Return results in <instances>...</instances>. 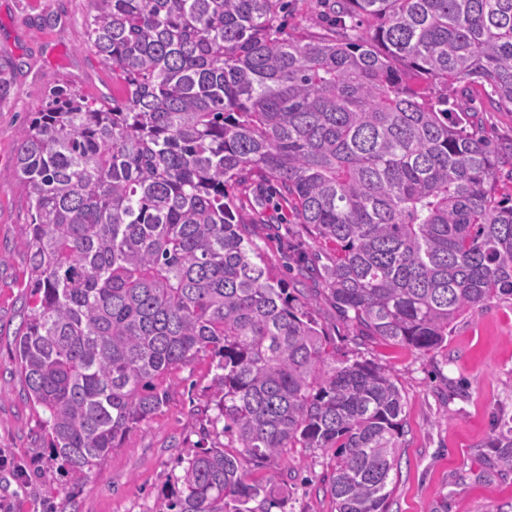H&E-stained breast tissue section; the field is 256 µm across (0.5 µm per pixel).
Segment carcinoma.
I'll return each instance as SVG.
<instances>
[{
    "label": "carcinoma",
    "instance_id": "obj_1",
    "mask_svg": "<svg viewBox=\"0 0 512 512\" xmlns=\"http://www.w3.org/2000/svg\"><path fill=\"white\" fill-rule=\"evenodd\" d=\"M87 43L118 105L53 92L15 170L34 210L25 397L80 479L200 357L232 446L181 458L155 512H271L245 464L333 448L336 512H387L403 400L387 367L336 358L313 306L249 238L232 190L272 183L336 248L324 282L361 339L428 353L512 296V144L450 91L512 112V0H335V33L285 34L284 0H93ZM440 85L432 95L409 83ZM512 469V436L496 445Z\"/></svg>",
    "mask_w": 512,
    "mask_h": 512
}]
</instances>
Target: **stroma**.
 I'll return each instance as SVG.
<instances>
[{"label": "stroma", "mask_w": 512, "mask_h": 512, "mask_svg": "<svg viewBox=\"0 0 512 512\" xmlns=\"http://www.w3.org/2000/svg\"><path fill=\"white\" fill-rule=\"evenodd\" d=\"M289 31L333 32L325 0H287ZM92 0H0V501L10 512H151L168 493L177 461L198 443H224L202 407L213 376L209 358L175 370L160 412L128 433L84 478L66 474L42 441L44 414L24 396L16 367V332L33 300L27 281L26 190L15 173L22 125L53 90L111 98L112 74L86 43ZM481 110L482 132L512 141V113L487 108L479 86L456 96ZM236 203L249 236L297 296L312 299L340 359L388 366L403 397L398 473L388 512H512V470L493 445L512 427V297L475 308L448 340L423 354L380 340L360 341L337 312L322 273L333 253L318 243L270 184L246 183ZM332 450L287 448L269 464L249 466L250 479L276 475L285 499L272 512H335L325 482Z\"/></svg>", "instance_id": "35a3bbf8"}]
</instances>
